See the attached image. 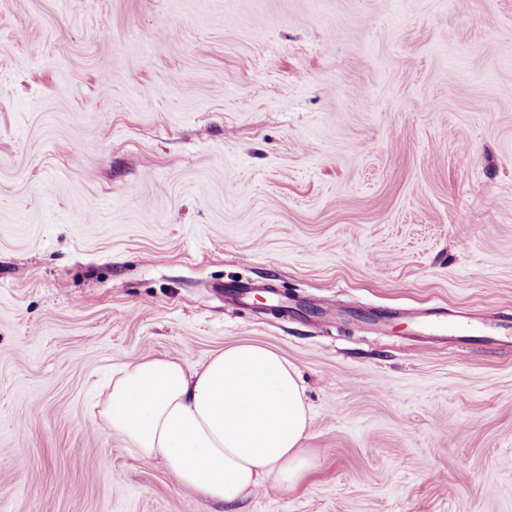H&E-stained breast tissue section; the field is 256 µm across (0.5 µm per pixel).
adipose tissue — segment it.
Masks as SVG:
<instances>
[{
    "instance_id": "adipose-tissue-1",
    "label": "adipose tissue",
    "mask_w": 512,
    "mask_h": 512,
    "mask_svg": "<svg viewBox=\"0 0 512 512\" xmlns=\"http://www.w3.org/2000/svg\"><path fill=\"white\" fill-rule=\"evenodd\" d=\"M98 415L140 459L162 460L181 485L229 506L264 481L295 483L306 465L304 389L285 359L259 345L201 364L128 363Z\"/></svg>"
}]
</instances>
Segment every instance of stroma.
Returning <instances> with one entry per match:
<instances>
[{
	"label": "stroma",
	"mask_w": 512,
	"mask_h": 512,
	"mask_svg": "<svg viewBox=\"0 0 512 512\" xmlns=\"http://www.w3.org/2000/svg\"><path fill=\"white\" fill-rule=\"evenodd\" d=\"M437 306L512 324V0H0V512H512V339ZM239 343L310 423L231 509L92 409ZM425 321L434 331L452 336H471V334L478 331L484 333L498 332L505 328L501 321L490 323L482 318L476 319L472 316L459 315L441 308L434 309Z\"/></svg>",
	"instance_id": "35a3bbf8"
}]
</instances>
